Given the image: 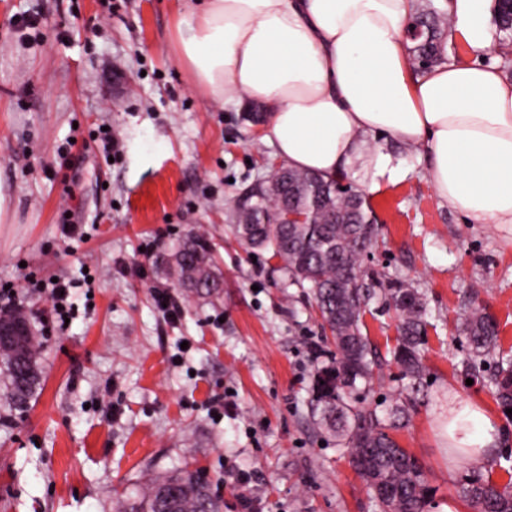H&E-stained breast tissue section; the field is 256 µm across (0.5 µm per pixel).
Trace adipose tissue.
Returning <instances> with one entry per match:
<instances>
[{"label": "adipose tissue", "instance_id": "ef3b65f1", "mask_svg": "<svg viewBox=\"0 0 512 512\" xmlns=\"http://www.w3.org/2000/svg\"><path fill=\"white\" fill-rule=\"evenodd\" d=\"M415 0H194L172 36L177 60L214 101L252 99L270 113L266 138L288 167L325 177L397 178L376 138L422 150L435 195L474 224L512 226V81L479 56L492 0H451L474 55L408 71L402 31ZM453 467L490 455L483 409L450 398Z\"/></svg>", "mask_w": 512, "mask_h": 512}]
</instances>
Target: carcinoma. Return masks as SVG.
I'll list each match as a JSON object with an SVG mask.
<instances>
[{
    "mask_svg": "<svg viewBox=\"0 0 512 512\" xmlns=\"http://www.w3.org/2000/svg\"><path fill=\"white\" fill-rule=\"evenodd\" d=\"M494 21L511 34L505 4L494 2ZM424 36L409 48L413 69L423 72L445 61L448 22L433 6L415 11ZM283 208L303 210L304 224H262V214ZM234 235L248 248H260L282 262L292 284L307 290L331 334L335 352L316 351L308 414L319 430L333 434L348 449L350 461L365 480L380 512H427L433 489L420 461L400 447L390 431L408 417L414 398L408 393L381 418L363 406L360 386H367L375 366L374 352L363 334L366 314L394 310L399 336L391 350L406 389L421 387L427 368L422 345L427 334V303L411 283L391 279L361 263V253L376 233L373 209L359 190L342 178L326 179L289 169L275 182L252 186L249 198L231 207ZM170 275L188 294L219 290L212 248L199 234L188 236L173 255ZM470 348L464 367L470 371L493 361V395L502 412L512 409V358L498 344V325L477 306L461 324ZM39 344L30 336L21 349H0L11 401L24 408L40 384ZM488 463L470 468L460 493L476 512H512V487L498 486L485 477ZM123 512H224V500L198 471H178L150 479L129 500Z\"/></svg>",
    "mask_w": 512,
    "mask_h": 512,
    "instance_id": "carcinoma-1",
    "label": "carcinoma"
}]
</instances>
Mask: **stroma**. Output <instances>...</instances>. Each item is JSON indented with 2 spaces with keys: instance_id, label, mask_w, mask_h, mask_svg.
Instances as JSON below:
<instances>
[{
  "instance_id": "1",
  "label": "stroma",
  "mask_w": 512,
  "mask_h": 512,
  "mask_svg": "<svg viewBox=\"0 0 512 512\" xmlns=\"http://www.w3.org/2000/svg\"><path fill=\"white\" fill-rule=\"evenodd\" d=\"M185 0H0V282L13 286L41 344L42 382L26 409L0 392V512H116L146 480L202 472L242 512H379L334 436L307 417L312 347L322 330L270 252H247L227 203L268 171L273 147L244 113L194 88L171 39ZM119 138L114 155L99 136ZM404 177L367 191L378 218L370 267L426 297L429 379L393 436L424 465L431 512L458 499L442 426L451 396L478 403L512 453L492 364L466 378L457 323L487 307L512 354V231L471 224L436 197L421 151L398 144ZM86 240L64 238L63 221ZM204 234L222 286L185 296L167 274L178 242ZM77 284L68 322L53 278ZM181 301L169 319L156 290ZM385 362L365 403L385 411L404 382L386 355L395 314L365 315ZM250 477L239 486L234 472Z\"/></svg>"
}]
</instances>
